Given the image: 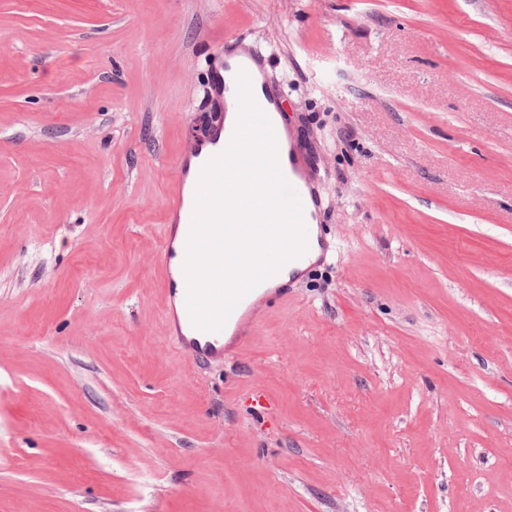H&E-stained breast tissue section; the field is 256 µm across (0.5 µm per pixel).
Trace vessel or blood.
<instances>
[{
  "label": "vessel or blood",
  "mask_w": 512,
  "mask_h": 512,
  "mask_svg": "<svg viewBox=\"0 0 512 512\" xmlns=\"http://www.w3.org/2000/svg\"><path fill=\"white\" fill-rule=\"evenodd\" d=\"M264 66L265 58L261 52H244L235 64L224 63L214 71L210 91L219 98L226 94H235L239 72L243 71L250 74L263 69ZM229 143V138L224 135V124L219 121L209 126L203 134L196 136L184 155L180 163L182 175L174 181L171 190V205L175 212H178L183 225H191L195 206V198L188 193L185 186L186 173H189L191 167H203L210 158L224 151ZM280 169L297 192L302 203L308 244L314 245L319 252H327L328 244L322 236L319 224L320 210L317 190L308 172V164L300 156L296 145H289L288 159L281 162ZM174 239L173 230H166L162 253V271L170 288V300L178 301L179 305L183 307L182 320L177 327H174L173 334L178 345L193 356L212 360L221 359L224 356L223 332H205L196 328L191 321L189 311L185 309L187 303L186 292L177 291L175 287L178 280L184 279L185 273L183 266H176L172 263L176 255ZM258 305L256 291H249L239 300L229 316L226 322L227 327L236 329L245 327L249 316Z\"/></svg>",
  "instance_id": "vessel-or-blood-1"
}]
</instances>
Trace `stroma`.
Instances as JSON below:
<instances>
[{
    "label": "stroma",
    "mask_w": 512,
    "mask_h": 512,
    "mask_svg": "<svg viewBox=\"0 0 512 512\" xmlns=\"http://www.w3.org/2000/svg\"><path fill=\"white\" fill-rule=\"evenodd\" d=\"M229 34L334 250L207 362L159 269ZM0 512H512V0H0Z\"/></svg>",
    "instance_id": "1"
}]
</instances>
